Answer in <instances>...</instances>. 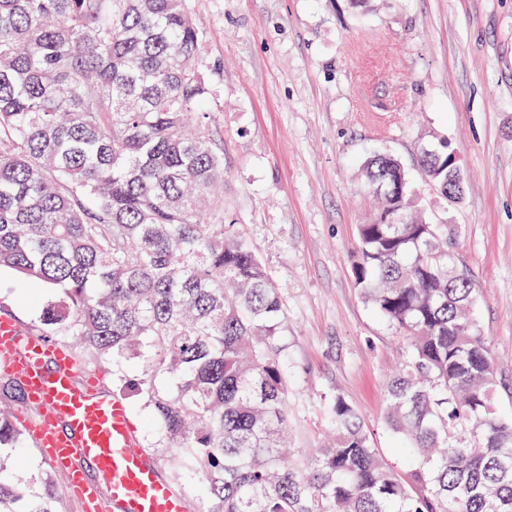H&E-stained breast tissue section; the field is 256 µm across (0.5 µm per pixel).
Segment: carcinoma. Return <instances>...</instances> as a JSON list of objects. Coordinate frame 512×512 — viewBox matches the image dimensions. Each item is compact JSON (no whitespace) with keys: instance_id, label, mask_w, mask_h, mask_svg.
I'll use <instances>...</instances> for the list:
<instances>
[{"instance_id":"cac0c4a2","label":"carcinoma","mask_w":512,"mask_h":512,"mask_svg":"<svg viewBox=\"0 0 512 512\" xmlns=\"http://www.w3.org/2000/svg\"><path fill=\"white\" fill-rule=\"evenodd\" d=\"M216 68L189 0H0V268L55 290L39 333L115 367L152 407L204 512H512V413L473 316L476 288L448 257L452 232L414 209L397 160L366 164L380 196L358 225L355 283L409 341L386 386L404 480L356 411L327 413L332 445L288 456V360L279 287L224 223V148L210 127ZM420 159L448 195V145ZM146 363L129 379L123 359ZM0 385V448L23 447ZM0 512H56L35 476H3Z\"/></svg>"}]
</instances>
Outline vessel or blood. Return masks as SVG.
I'll return each mask as SVG.
<instances>
[{"label": "vessel or blood", "instance_id": "b4317fda", "mask_svg": "<svg viewBox=\"0 0 512 512\" xmlns=\"http://www.w3.org/2000/svg\"><path fill=\"white\" fill-rule=\"evenodd\" d=\"M0 371L18 378L26 403L40 407L31 425L44 461L66 478L82 512H191L190 501L140 447L123 397L50 337L0 313ZM97 478L89 480L83 466Z\"/></svg>", "mask_w": 512, "mask_h": 512}]
</instances>
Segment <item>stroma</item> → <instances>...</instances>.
I'll list each match as a JSON object with an SVG mask.
<instances>
[{"mask_svg":"<svg viewBox=\"0 0 512 512\" xmlns=\"http://www.w3.org/2000/svg\"><path fill=\"white\" fill-rule=\"evenodd\" d=\"M218 67L224 221L280 286L288 432L298 461L326 443L340 398L400 475L384 383L406 340L353 277L369 220L362 169L398 159L476 284L500 410L512 413V0H191ZM447 143L464 174L454 204L425 186L419 147ZM0 272V311L36 326L48 301Z\"/></svg>","mask_w":512,"mask_h":512,"instance_id":"stroma-1","label":"stroma"}]
</instances>
